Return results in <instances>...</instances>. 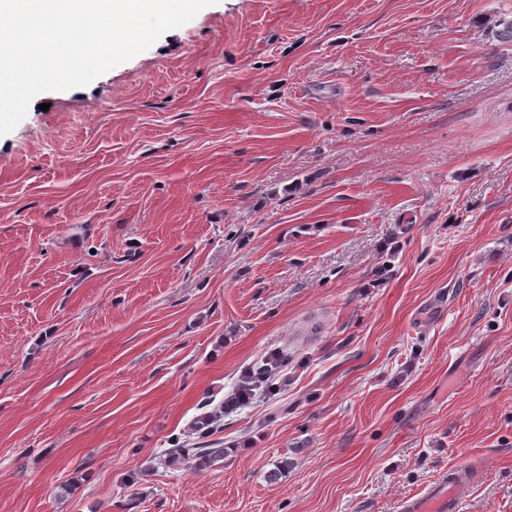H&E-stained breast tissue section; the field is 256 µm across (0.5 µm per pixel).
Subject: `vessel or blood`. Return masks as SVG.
Segmentation results:
<instances>
[{"label": "vessel or blood", "instance_id": "1", "mask_svg": "<svg viewBox=\"0 0 512 512\" xmlns=\"http://www.w3.org/2000/svg\"><path fill=\"white\" fill-rule=\"evenodd\" d=\"M481 477L477 468L462 465L433 482L420 495L398 502L397 512H461Z\"/></svg>", "mask_w": 512, "mask_h": 512}]
</instances>
